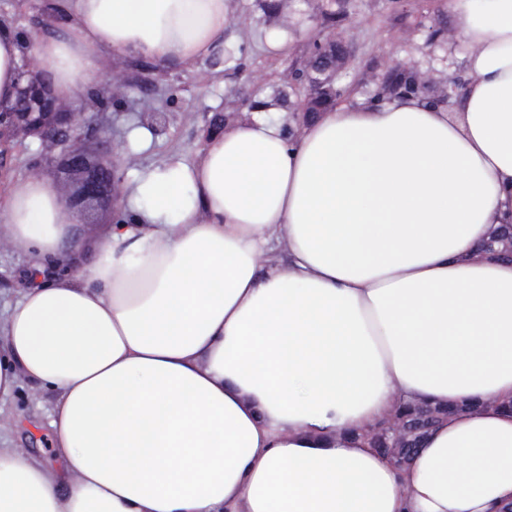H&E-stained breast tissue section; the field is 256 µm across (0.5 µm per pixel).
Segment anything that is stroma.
Segmentation results:
<instances>
[{
  "instance_id": "obj_1",
  "label": "stroma",
  "mask_w": 512,
  "mask_h": 512,
  "mask_svg": "<svg viewBox=\"0 0 512 512\" xmlns=\"http://www.w3.org/2000/svg\"><path fill=\"white\" fill-rule=\"evenodd\" d=\"M286 16L264 12V0H230L224 45L236 49L233 62L212 69L209 62L186 69L154 62L140 70L134 58L103 56L102 73L123 71L132 86L127 94L107 96L104 81L64 101L63 109L83 114L88 123H105L122 150L136 153L146 167L171 156L193 161L211 133L223 130L222 116L229 104L255 98L259 91L276 93L289 87V71L301 63L311 36H343L350 60L339 83L342 103L371 96L376 86L400 64L435 80L466 79L465 44L457 39V16L448 0H289ZM337 17L326 26V14ZM288 29L285 50L271 47L270 33ZM161 112L160 124L151 128L150 145L132 140L142 111ZM38 175L49 183L63 176L59 149L29 138L11 147L0 166V200L16 179ZM29 258L9 244L0 245V312L19 298L26 286ZM49 394H35L22 383L17 395L0 410V436L30 449L46 464H55L49 435Z\"/></svg>"
}]
</instances>
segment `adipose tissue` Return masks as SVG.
I'll list each match as a JSON object with an SVG mask.
<instances>
[{
    "instance_id": "adipose-tissue-1",
    "label": "adipose tissue",
    "mask_w": 512,
    "mask_h": 512,
    "mask_svg": "<svg viewBox=\"0 0 512 512\" xmlns=\"http://www.w3.org/2000/svg\"><path fill=\"white\" fill-rule=\"evenodd\" d=\"M227 0H50L22 50L55 94L102 54L224 60ZM468 48L452 106L397 96L300 121L269 95L195 161L139 170L82 243L37 176L0 202L29 285L0 317V403L51 396L58 467L0 447V512H512V0H448ZM446 414L405 463L369 434ZM92 219L98 224H79V238L88 247L92 244L100 242L112 227L113 216L112 209L100 210L92 216ZM116 222V220H114Z\"/></svg>"
}]
</instances>
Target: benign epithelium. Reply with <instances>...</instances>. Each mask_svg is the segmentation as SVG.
I'll return each mask as SVG.
<instances>
[{"label":"benign epithelium","mask_w":512,"mask_h":512,"mask_svg":"<svg viewBox=\"0 0 512 512\" xmlns=\"http://www.w3.org/2000/svg\"><path fill=\"white\" fill-rule=\"evenodd\" d=\"M42 33L36 27L23 32L22 65L18 72L16 97L10 104H0V161L10 149L13 139L37 137L44 143L67 144L64 160L66 181L58 185L65 206L74 211H87L106 202L118 201L112 194L116 185V153L108 137V130L100 125L94 132L86 128L82 115L63 110L52 93L48 81L36 71L28 54L32 37ZM316 46L310 52L303 68H291L289 80L296 89L304 91L299 112L306 113L325 95V85L346 68L348 53L337 47L341 41L331 36L313 38Z\"/></svg>","instance_id":"obj_1"}]
</instances>
